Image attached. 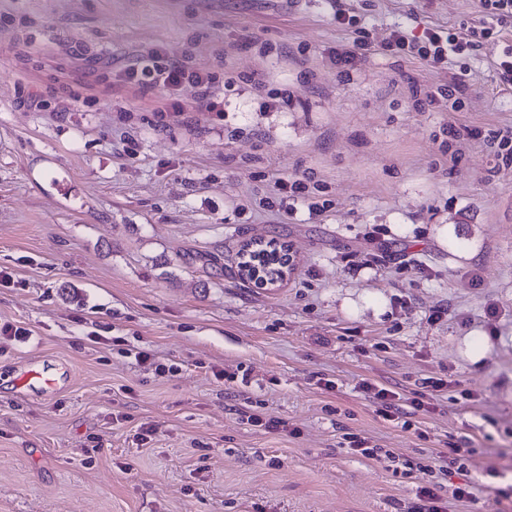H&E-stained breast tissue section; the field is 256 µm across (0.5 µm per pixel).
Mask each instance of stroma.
<instances>
[{"label": "stroma", "mask_w": 512, "mask_h": 512, "mask_svg": "<svg viewBox=\"0 0 512 512\" xmlns=\"http://www.w3.org/2000/svg\"><path fill=\"white\" fill-rule=\"evenodd\" d=\"M340 4L375 43L479 18L478 0H0V325L30 332L0 335V512H413L451 443L474 454L441 485L484 487L451 512H512V167L448 140L512 127L502 44L465 56L443 112L412 96L441 67L376 52L340 75ZM156 48L234 78L222 113L189 83L121 82ZM254 78L287 105L261 110ZM292 174L308 199L265 208ZM256 239L294 258L277 287L238 274ZM31 368L56 389L20 385ZM451 376L407 428L361 389ZM494 70L496 80L504 88L512 86V42H504L501 55L495 61ZM467 68L459 66V72H453L450 76L448 84L437 87L436 91L425 92V98L432 105L439 99L438 96L443 100H450L454 98L452 107L455 111L460 110L463 107L464 102L460 97H456L457 94L463 95L466 89V76Z\"/></svg>", "instance_id": "stroma-1"}]
</instances>
